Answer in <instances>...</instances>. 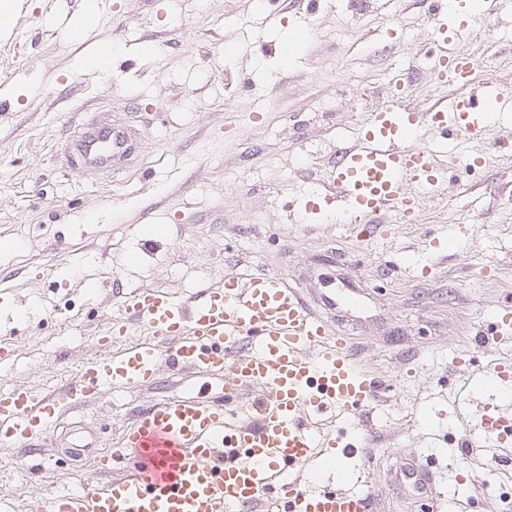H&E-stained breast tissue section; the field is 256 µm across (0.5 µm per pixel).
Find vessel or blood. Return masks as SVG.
<instances>
[{"label":"vessel or blood","instance_id":"vessel-or-blood-1","mask_svg":"<svg viewBox=\"0 0 512 512\" xmlns=\"http://www.w3.org/2000/svg\"><path fill=\"white\" fill-rule=\"evenodd\" d=\"M427 16L438 46L429 66L446 98L419 112L406 101L411 83L395 73L387 101L370 113L360 138L338 150L323 189L303 200V221L330 216L340 224H375L386 214L409 218L421 195L447 183L449 170L481 165L462 144L491 138L512 151V131L499 118L512 112V84L483 76L484 62L461 42L477 18L496 19L512 39V0H429ZM138 134L116 123H97L76 140L86 171L131 164ZM122 315L108 323L98 357L55 390L14 388L0 394V444L36 442L54 431L65 412L102 400L113 386L136 389L161 369L219 375L226 391L258 394L225 410L194 397L153 402L124 433L117 448L129 470L107 483L30 498L28 512H257L271 488L277 512H368L366 491L330 487L310 478L318 440L301 423L330 408L356 412L375 386L353 362L347 337L316 315L279 272L240 280L224 277L185 301L159 290L119 296ZM490 336L512 335V304L491 315ZM127 345L113 350L114 337ZM479 437L505 439L512 425L482 410Z\"/></svg>","mask_w":512,"mask_h":512}]
</instances>
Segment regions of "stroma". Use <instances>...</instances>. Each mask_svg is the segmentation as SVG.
Here are the masks:
<instances>
[{"label":"stroma","instance_id":"35a3bbf8","mask_svg":"<svg viewBox=\"0 0 512 512\" xmlns=\"http://www.w3.org/2000/svg\"><path fill=\"white\" fill-rule=\"evenodd\" d=\"M0 28V392L56 389L97 357L113 294L160 288L184 296L225 273L281 271L312 304L330 281L352 280L363 311H327L369 364L379 396L360 425L336 419L332 485L373 490L375 512H503L512 498V447L468 446L482 405L512 418V382L483 385L512 340L480 346L488 314L512 292V156L489 141L483 169L426 196L413 221L300 224L289 203L321 183L338 148L412 70L408 103L438 99L424 65V0H17ZM402 37L389 46L387 28ZM465 39L494 78L512 83V45L490 20ZM123 112L143 132L140 169L88 175L60 149L83 125ZM467 237H455L458 225ZM165 238L150 242L148 228ZM447 238L443 252L428 247ZM428 277L413 278L412 270ZM226 401L218 375L160 372L77 412L76 451L59 432L26 472L25 446H0V512H23L48 488L95 476L123 425L162 397ZM428 458L425 495L393 488L412 457Z\"/></svg>","mask_w":512,"mask_h":512}]
</instances>
